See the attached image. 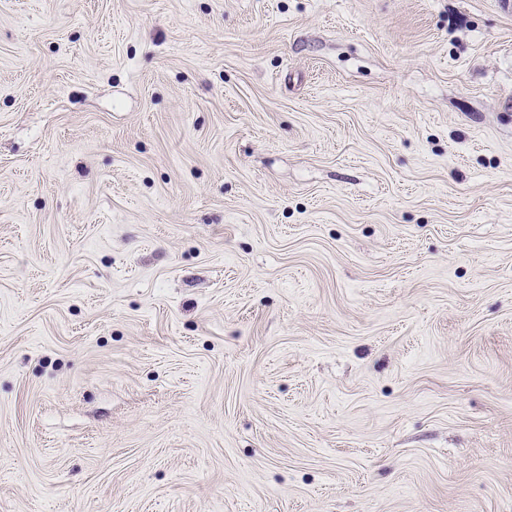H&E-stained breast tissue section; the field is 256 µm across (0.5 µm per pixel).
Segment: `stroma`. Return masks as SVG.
I'll return each instance as SVG.
<instances>
[{
  "mask_svg": "<svg viewBox=\"0 0 512 512\" xmlns=\"http://www.w3.org/2000/svg\"><path fill=\"white\" fill-rule=\"evenodd\" d=\"M0 512H512V10L0 0Z\"/></svg>",
  "mask_w": 512,
  "mask_h": 512,
  "instance_id": "1",
  "label": "stroma"
}]
</instances>
